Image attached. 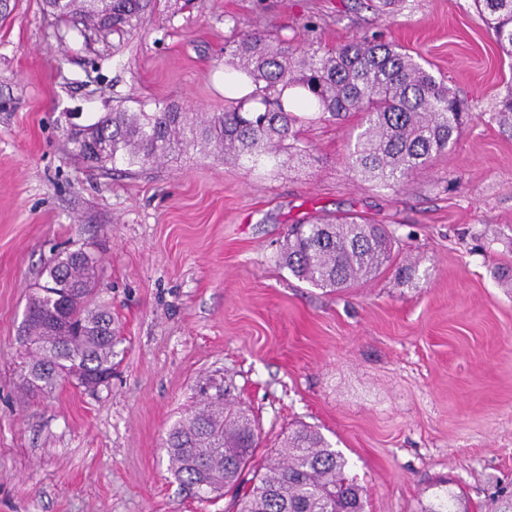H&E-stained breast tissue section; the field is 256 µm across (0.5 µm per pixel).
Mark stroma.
<instances>
[{
	"instance_id": "stroma-1",
	"label": "stroma",
	"mask_w": 512,
	"mask_h": 512,
	"mask_svg": "<svg viewBox=\"0 0 512 512\" xmlns=\"http://www.w3.org/2000/svg\"><path fill=\"white\" fill-rule=\"evenodd\" d=\"M267 32L399 43L471 119L395 192L351 169L354 113L306 121V157L278 168L197 149L133 170L72 157L71 126L120 108L223 111L225 42ZM511 93L474 0H158L105 40L16 0L0 21V512H228L230 496L203 502L177 480L164 448L220 387L263 448L317 427L367 512H419L441 479L481 512L512 481V126L491 119ZM346 213L386 225L411 278L391 267L333 291L282 264L290 224ZM79 248L99 259L121 339L112 382L37 395L21 374L28 296Z\"/></svg>"
}]
</instances>
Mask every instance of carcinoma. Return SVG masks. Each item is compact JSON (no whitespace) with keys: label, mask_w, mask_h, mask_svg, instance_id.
Wrapping results in <instances>:
<instances>
[{"label":"carcinoma","mask_w":512,"mask_h":512,"mask_svg":"<svg viewBox=\"0 0 512 512\" xmlns=\"http://www.w3.org/2000/svg\"><path fill=\"white\" fill-rule=\"evenodd\" d=\"M512 59V0H475ZM156 0H45L56 18L81 36L107 39L136 30ZM224 62L255 85L257 106L230 101L198 119L174 105L153 112H108L74 130L71 154L90 168L143 167L193 146L255 168L303 156L305 112L362 114L349 159L362 177L395 189L426 169L456 140L469 116L463 100L398 44L356 37L334 51L276 34L245 35L224 45ZM298 90L299 108L285 103ZM103 144L90 153L87 141ZM394 236L359 216L312 219L291 227L282 262L311 285L343 290L377 275L390 262ZM97 259L81 249L57 254L30 295L22 325L23 379L28 390L52 394L67 370L107 380L117 356L112 313L96 301ZM249 410L209 398L169 430L170 470L202 501L233 493V512H365L367 492L347 474V461L311 426L299 423L265 460ZM251 478H246V474ZM434 484L421 512H469L464 496ZM485 512H512V491L500 488Z\"/></svg>","instance_id":"carcinoma-1"}]
</instances>
